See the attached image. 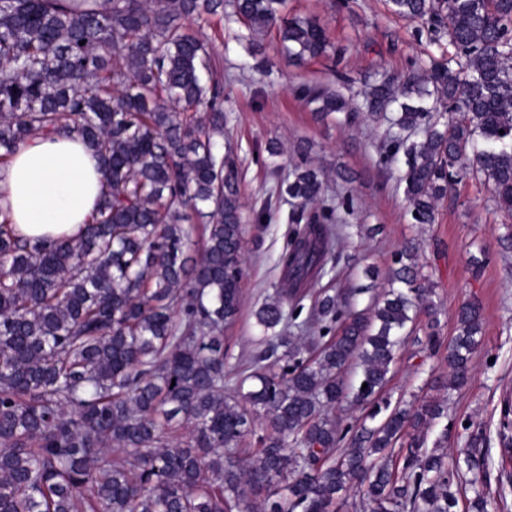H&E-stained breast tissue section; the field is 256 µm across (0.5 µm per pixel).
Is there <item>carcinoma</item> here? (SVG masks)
<instances>
[{"label": "carcinoma", "mask_w": 512, "mask_h": 512, "mask_svg": "<svg viewBox=\"0 0 512 512\" xmlns=\"http://www.w3.org/2000/svg\"><path fill=\"white\" fill-rule=\"evenodd\" d=\"M283 3L112 0L102 11L0 0V150L75 133L107 185L77 239L32 245L0 210V512H456L461 499L464 512H495L505 500L465 478L468 449L438 452L448 429L425 448L449 397H382L420 315L435 322L416 247L397 254L383 294L323 293L303 335L288 334V307L341 238L332 210L310 209L323 188L311 166L278 186L295 228L273 301L256 312L265 348L226 369L244 216L213 49L186 26L229 5L253 37L278 28L297 63L326 54L324 28L281 19ZM389 3L454 52L381 75L357 105L321 86L300 97L320 119L393 111L378 165L402 162L414 223H434L448 189L470 177L512 215V0ZM188 206L206 219L197 258ZM482 321L479 304L460 306L442 388L467 384ZM343 404L369 408V422L342 424Z\"/></svg>", "instance_id": "1"}]
</instances>
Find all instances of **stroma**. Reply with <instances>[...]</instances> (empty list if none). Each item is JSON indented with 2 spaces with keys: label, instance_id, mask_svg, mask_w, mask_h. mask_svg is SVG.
<instances>
[{
  "label": "stroma",
  "instance_id": "35a3bbf8",
  "mask_svg": "<svg viewBox=\"0 0 512 512\" xmlns=\"http://www.w3.org/2000/svg\"><path fill=\"white\" fill-rule=\"evenodd\" d=\"M280 15L318 21L327 31L331 52L295 63L272 31L263 39L262 70L243 73L239 67L250 58L245 26L219 15L197 26L214 48L217 75L224 82V138L235 149L246 216L244 301L236 322L224 329L226 365L234 367L258 350L256 312L278 284L277 260L288 239L292 210L285 198H274L268 213L262 203L274 197L278 180L299 164L298 142H309L307 159L324 182L317 206L332 209L335 223L348 225L350 235L331 255L301 309L293 312L294 323L307 321L319 293L364 284L366 267H374L373 288L383 292L396 254L406 243H417L419 261L434 289L437 324L431 328L419 322L415 341L397 355L384 394L409 402L438 396L433 381L448 376V346L458 333L456 312L465 302H479L482 342L471 360L467 384L450 393L451 428L434 425L426 442L434 444L440 433H447L445 450L452 454L473 437H484L489 488L497 490L502 486L500 410L504 399L512 400V242L506 238L512 218L495 210L489 185L470 179L439 203L435 223H413L398 187V170H384L377 163V148L388 126L384 117L358 112L319 120L297 94L302 85L323 84L344 96L356 95L382 74H402L411 61L440 56L448 43L431 42L419 23L394 15L388 0H285ZM272 141L279 155L269 154ZM346 197L351 207H343ZM481 248L491 261L477 271L469 258ZM502 487L507 503L500 512H512V482Z\"/></svg>",
  "mask_w": 512,
  "mask_h": 512
}]
</instances>
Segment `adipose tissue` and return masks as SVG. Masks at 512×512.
<instances>
[{"label":"adipose tissue","mask_w":512,"mask_h":512,"mask_svg":"<svg viewBox=\"0 0 512 512\" xmlns=\"http://www.w3.org/2000/svg\"><path fill=\"white\" fill-rule=\"evenodd\" d=\"M105 185L97 155L80 136L36 139L0 170V208L29 243L75 237L89 224Z\"/></svg>","instance_id":"obj_1"}]
</instances>
